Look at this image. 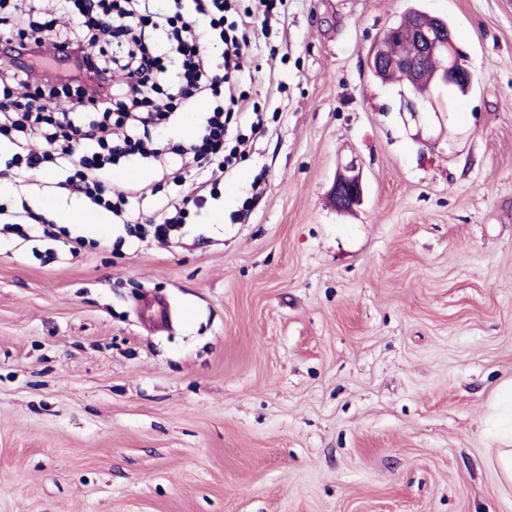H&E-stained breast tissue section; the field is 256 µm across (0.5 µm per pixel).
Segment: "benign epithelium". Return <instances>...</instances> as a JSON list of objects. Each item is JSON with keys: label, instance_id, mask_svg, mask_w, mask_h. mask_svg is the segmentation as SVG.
Returning <instances> with one entry per match:
<instances>
[{"label": "benign epithelium", "instance_id": "obj_1", "mask_svg": "<svg viewBox=\"0 0 512 512\" xmlns=\"http://www.w3.org/2000/svg\"><path fill=\"white\" fill-rule=\"evenodd\" d=\"M445 19L435 17V24L428 27L420 19H415L410 33L419 48L416 55H389L383 43H376L368 57L369 67L384 69H405L411 72L413 83L400 95V111L414 117L423 112H442L444 92L450 91L457 80L471 76L465 63L456 58L448 37L445 36ZM432 62L439 63L434 71L433 83L423 84L421 75ZM336 209L349 211L363 202L362 174L358 167L350 165L345 172L338 174L332 189Z\"/></svg>", "mask_w": 512, "mask_h": 512}]
</instances>
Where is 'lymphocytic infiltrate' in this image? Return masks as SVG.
Returning a JSON list of instances; mask_svg holds the SVG:
<instances>
[{
    "label": "lymphocytic infiltrate",
    "mask_w": 512,
    "mask_h": 512,
    "mask_svg": "<svg viewBox=\"0 0 512 512\" xmlns=\"http://www.w3.org/2000/svg\"><path fill=\"white\" fill-rule=\"evenodd\" d=\"M82 33L58 32L46 18L29 24L0 20L5 41L47 44L69 51L58 60L36 56L0 71V98L26 88L21 110L0 109V136L21 142L37 135L48 145L41 153L13 155L0 165L1 179L47 165L69 169L62 188L76 192L127 224L129 199L143 195L140 185L112 191L119 163L153 165L175 186L193 182L195 192L168 204L154 235L164 239L185 224L190 208L223 181L248 153L237 137L224 139L237 122L244 99L234 77L249 43L247 18L227 21L233 0H169L166 8L150 0H68ZM200 111L192 139L171 143L179 117Z\"/></svg>",
    "instance_id": "1"
}]
</instances>
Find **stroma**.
<instances>
[{
  "instance_id": "35a3bbf8",
  "label": "stroma",
  "mask_w": 512,
  "mask_h": 512,
  "mask_svg": "<svg viewBox=\"0 0 512 512\" xmlns=\"http://www.w3.org/2000/svg\"><path fill=\"white\" fill-rule=\"evenodd\" d=\"M235 6L265 130L241 117L246 159L180 236H0V512H512V0ZM411 7L475 78L416 120L367 63ZM65 177L0 182V217L89 209ZM114 177L154 188L142 224L176 193ZM344 171L336 177L332 195L337 210L349 211L363 202L362 174L355 165L347 166Z\"/></svg>"
}]
</instances>
